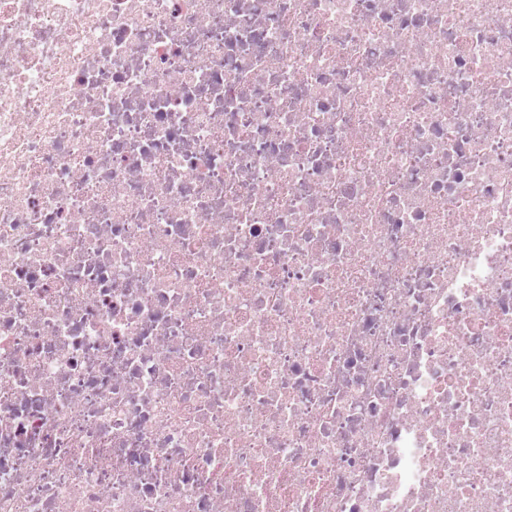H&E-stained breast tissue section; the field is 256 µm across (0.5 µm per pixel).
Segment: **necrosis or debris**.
<instances>
[{"label":"necrosis or debris","mask_w":512,"mask_h":512,"mask_svg":"<svg viewBox=\"0 0 512 512\" xmlns=\"http://www.w3.org/2000/svg\"><path fill=\"white\" fill-rule=\"evenodd\" d=\"M0 512H512V0H0Z\"/></svg>","instance_id":"1"}]
</instances>
